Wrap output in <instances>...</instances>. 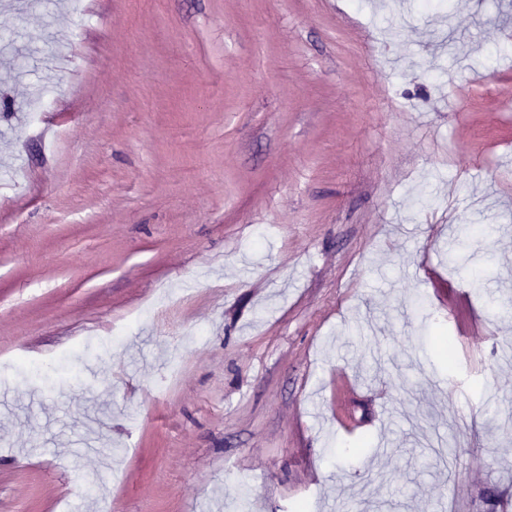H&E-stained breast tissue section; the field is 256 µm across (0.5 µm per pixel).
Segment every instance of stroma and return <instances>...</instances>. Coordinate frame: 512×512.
<instances>
[{"label": "stroma", "mask_w": 512, "mask_h": 512, "mask_svg": "<svg viewBox=\"0 0 512 512\" xmlns=\"http://www.w3.org/2000/svg\"><path fill=\"white\" fill-rule=\"evenodd\" d=\"M493 299L512 0H0V512H505Z\"/></svg>", "instance_id": "obj_1"}]
</instances>
